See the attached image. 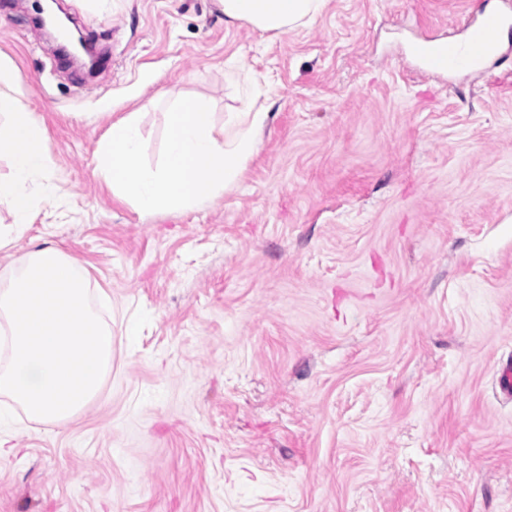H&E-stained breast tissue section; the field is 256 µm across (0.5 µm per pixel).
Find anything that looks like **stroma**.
I'll return each instance as SVG.
<instances>
[{"label":"stroma","mask_w":512,"mask_h":512,"mask_svg":"<svg viewBox=\"0 0 512 512\" xmlns=\"http://www.w3.org/2000/svg\"><path fill=\"white\" fill-rule=\"evenodd\" d=\"M58 5L95 74L0 0V95L72 200L40 199L0 274L45 241L82 261L112 372L61 427L0 402V512H512V36L492 83L403 55L477 0H328L281 36L217 0ZM232 80L270 112L234 191L145 217L113 195V120L140 113L157 163L168 103L223 120Z\"/></svg>","instance_id":"stroma-1"}]
</instances>
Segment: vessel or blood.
Returning a JSON list of instances; mask_svg holds the SVG:
<instances>
[{
	"mask_svg": "<svg viewBox=\"0 0 512 512\" xmlns=\"http://www.w3.org/2000/svg\"><path fill=\"white\" fill-rule=\"evenodd\" d=\"M512 28V12L480 9L464 28L462 39L419 37L408 42L406 53L426 72L453 74L461 70L485 76L493 70L492 62L501 53L500 35Z\"/></svg>",
	"mask_w": 512,
	"mask_h": 512,
	"instance_id": "vessel-or-blood-1",
	"label": "vessel or blood"
}]
</instances>
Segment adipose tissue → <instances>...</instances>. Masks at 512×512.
<instances>
[{
    "label": "adipose tissue",
    "mask_w": 512,
    "mask_h": 512,
    "mask_svg": "<svg viewBox=\"0 0 512 512\" xmlns=\"http://www.w3.org/2000/svg\"><path fill=\"white\" fill-rule=\"evenodd\" d=\"M226 22H242L253 30L274 36L313 24L323 13L327 0H217ZM10 165L8 177H0V203L8 204L14 221L0 225V247L20 238L37 214L36 194L54 193L53 185L43 182L49 163L45 136L31 113L0 99V157Z\"/></svg>",
    "instance_id": "adipose-tissue-1"
}]
</instances>
